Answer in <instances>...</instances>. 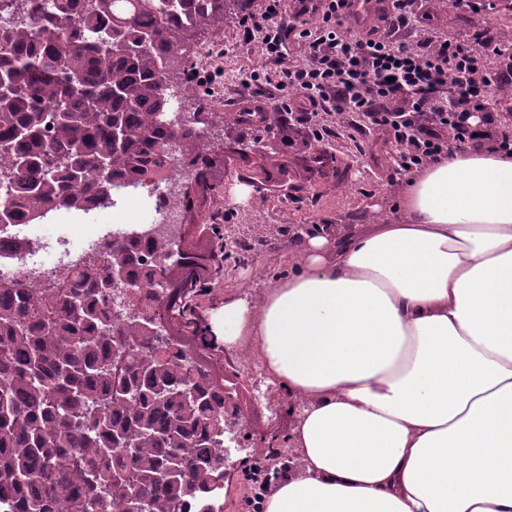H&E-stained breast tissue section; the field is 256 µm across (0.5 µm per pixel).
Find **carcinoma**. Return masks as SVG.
Returning <instances> with one entry per match:
<instances>
[{
	"label": "carcinoma",
	"instance_id": "1",
	"mask_svg": "<svg viewBox=\"0 0 512 512\" xmlns=\"http://www.w3.org/2000/svg\"><path fill=\"white\" fill-rule=\"evenodd\" d=\"M0 28V221L112 200L174 147L206 206L223 160L199 121L167 124L187 35L234 22L247 0H9ZM114 240L59 288L0 285V512H214L224 490V380L190 374L155 332L186 315L215 271L182 241Z\"/></svg>",
	"mask_w": 512,
	"mask_h": 512
}]
</instances>
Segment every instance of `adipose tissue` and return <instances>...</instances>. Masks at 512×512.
<instances>
[{"label":"adipose tissue","mask_w":512,"mask_h":512,"mask_svg":"<svg viewBox=\"0 0 512 512\" xmlns=\"http://www.w3.org/2000/svg\"><path fill=\"white\" fill-rule=\"evenodd\" d=\"M397 207L209 325L301 401L266 512H512V159L450 152Z\"/></svg>","instance_id":"adipose-tissue-1"}]
</instances>
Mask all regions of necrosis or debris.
<instances>
[{
	"mask_svg": "<svg viewBox=\"0 0 512 512\" xmlns=\"http://www.w3.org/2000/svg\"><path fill=\"white\" fill-rule=\"evenodd\" d=\"M189 171L182 156L173 153L163 171L121 185L119 205L91 199L71 224H62L61 214L54 212L23 226H0V265L10 268V285L54 288L98 260L108 241L174 236L182 212L177 186Z\"/></svg>",
	"mask_w": 512,
	"mask_h": 512,
	"instance_id": "4bbe7bcc",
	"label": "necrosis or debris"
}]
</instances>
